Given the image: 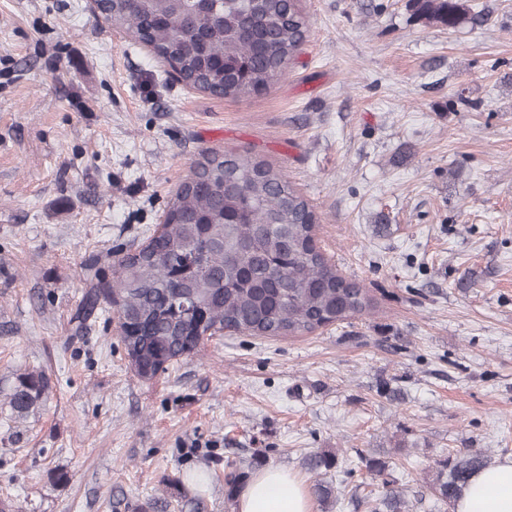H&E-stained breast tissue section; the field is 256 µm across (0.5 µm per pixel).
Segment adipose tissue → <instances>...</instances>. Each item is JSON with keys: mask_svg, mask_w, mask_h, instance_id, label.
<instances>
[{"mask_svg": "<svg viewBox=\"0 0 512 512\" xmlns=\"http://www.w3.org/2000/svg\"><path fill=\"white\" fill-rule=\"evenodd\" d=\"M234 512H313L304 480L279 466L256 472L238 489ZM454 512H512V458L493 461L474 473Z\"/></svg>", "mask_w": 512, "mask_h": 512, "instance_id": "adipose-tissue-1", "label": "adipose tissue"}]
</instances>
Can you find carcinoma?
Listing matches in <instances>:
<instances>
[{
	"instance_id": "1",
	"label": "carcinoma",
	"mask_w": 512,
	"mask_h": 512,
	"mask_svg": "<svg viewBox=\"0 0 512 512\" xmlns=\"http://www.w3.org/2000/svg\"><path fill=\"white\" fill-rule=\"evenodd\" d=\"M300 0H101L106 21L177 70L185 83L216 97L264 90L286 72L305 39ZM431 23L453 28L459 0H414ZM307 200L260 162L205 151L167 208L148 245L117 257L112 278L83 296L76 319L115 315L128 361L150 380L215 336L312 333L368 307L366 293L339 276L315 244ZM45 373L23 372L8 394L14 417L43 402ZM488 457L471 452L439 464L431 490L454 501ZM337 465L330 450L305 461L313 473ZM247 471L228 465L224 494L233 501ZM375 512H407L388 488Z\"/></svg>"
}]
</instances>
